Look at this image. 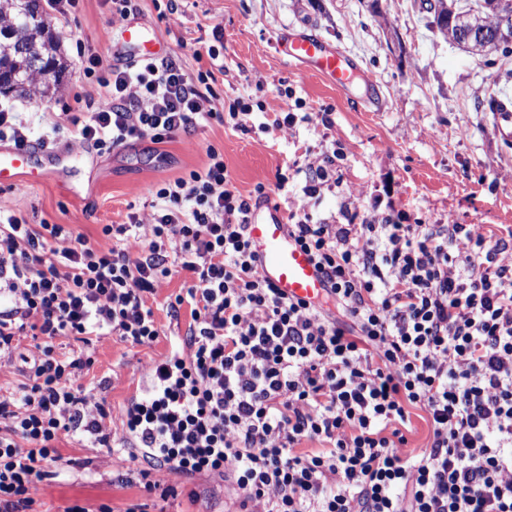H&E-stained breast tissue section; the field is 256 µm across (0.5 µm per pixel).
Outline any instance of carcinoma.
<instances>
[{
    "instance_id": "cac0c4a2",
    "label": "carcinoma",
    "mask_w": 512,
    "mask_h": 512,
    "mask_svg": "<svg viewBox=\"0 0 512 512\" xmlns=\"http://www.w3.org/2000/svg\"><path fill=\"white\" fill-rule=\"evenodd\" d=\"M455 4L456 11L480 19L481 36L488 48L481 57L512 55V12L502 16L486 15L488 0ZM8 17L26 31L22 38L9 39L0 35V94L24 93L35 80H40L42 93L47 94L62 81L64 64L57 58L58 42L51 23L44 14L41 0H0V17ZM432 25L448 41L463 47L458 26L449 19L433 15Z\"/></svg>"
}]
</instances>
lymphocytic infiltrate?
<instances>
[{
	"label": "lymphocytic infiltrate",
	"mask_w": 512,
	"mask_h": 512,
	"mask_svg": "<svg viewBox=\"0 0 512 512\" xmlns=\"http://www.w3.org/2000/svg\"><path fill=\"white\" fill-rule=\"evenodd\" d=\"M86 77L107 92L87 103L75 134L103 151L133 140L162 144L210 121L248 131L251 107H210L213 70L189 76L171 57ZM163 183L150 242L136 224H106L101 250L61 224L0 216V355L38 339L26 377L0 399V512H34L47 467L65 468L59 442L77 435L112 448L117 469L147 449L154 472L216 474L249 512H512V264L502 240L466 224H403L360 216L359 194L330 224L289 211L288 235L310 253L323 302L291 299L264 279L248 217L269 201L264 184L241 194L224 156ZM192 284L168 305L189 309L183 335L155 364L127 410L123 433L104 435L86 409L81 344L116 336L136 345L161 329L147 294L171 266ZM61 338L76 348L59 352ZM427 415L426 447H410L413 410ZM317 449L299 451L302 441Z\"/></svg>",
	"instance_id": "obj_1"
}]
</instances>
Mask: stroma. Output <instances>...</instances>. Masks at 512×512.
<instances>
[{"label":"stroma","mask_w":512,"mask_h":512,"mask_svg":"<svg viewBox=\"0 0 512 512\" xmlns=\"http://www.w3.org/2000/svg\"><path fill=\"white\" fill-rule=\"evenodd\" d=\"M51 19L66 67L61 86L45 97L35 91L0 95V105L21 113L35 144L46 139L62 113L79 114L86 102L104 96V88L83 75V52H96L108 67L125 63L113 42L121 24L113 20L109 0H79ZM130 19L150 27L192 76L210 68L208 50L217 47L224 72L214 84L211 106L224 112L234 99L258 96L261 108L251 116L252 132L214 123L164 144L145 138L102 154L65 132L54 143L55 156L41 161L40 184L21 179L0 186V212L30 224L68 225L102 249L112 245L102 236V225L133 218L147 242L155 187L203 169L213 147L223 154L241 193L265 184L281 213L305 207L340 224L344 197L356 189L364 203L393 204L411 220L479 226L505 241L502 257L512 261V143L482 106L492 94L512 98V57L490 67L462 51L431 28L422 0H178L177 12L165 17L152 0H140ZM307 25L371 76L381 95L375 105L363 104L361 85L336 88L279 50L281 37ZM217 26L223 31L219 42L212 35ZM287 91L313 122L261 130ZM322 112L329 113V124L319 120ZM337 145L345 152L340 185L323 190L319 199L305 197L301 168L319 165L323 153ZM281 171L288 182L279 190ZM190 284V273L176 267L148 296L162 330L153 344L132 345L112 336L89 345L86 378L96 386L93 405L107 411L104 432H121L128 401L149 387L152 366L168 354L169 336L176 331L167 302ZM59 451L71 465L37 483V512H64L76 500L90 512L103 505L112 512L225 510L228 496L218 479L173 473L164 496L144 489V460H134L121 483L109 448L64 442Z\"/></svg>","instance_id":"1"}]
</instances>
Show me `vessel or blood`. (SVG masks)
<instances>
[{
  "label": "vessel or blood",
  "mask_w": 512,
  "mask_h": 512,
  "mask_svg": "<svg viewBox=\"0 0 512 512\" xmlns=\"http://www.w3.org/2000/svg\"><path fill=\"white\" fill-rule=\"evenodd\" d=\"M121 39L130 49L133 59L161 58L167 50L147 29L124 25ZM285 53L293 61L306 65L338 88L349 89L362 71L348 54L331 48L312 30L287 35L282 41ZM494 117L505 139H512V100H496ZM36 151L32 147L0 150V183L11 184L26 179L37 184L44 171L35 165ZM250 243L261 261L265 279L290 298L315 300L320 298L326 282L310 254L289 237L281 212L275 206L252 210L247 224Z\"/></svg>",
  "instance_id": "obj_1"
}]
</instances>
